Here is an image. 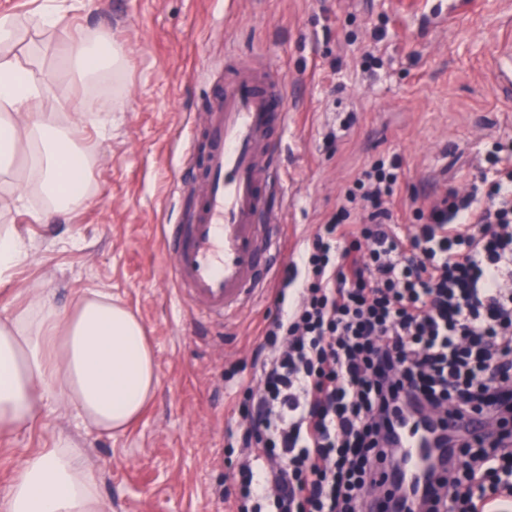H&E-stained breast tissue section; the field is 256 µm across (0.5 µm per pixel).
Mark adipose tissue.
<instances>
[{"mask_svg":"<svg viewBox=\"0 0 512 512\" xmlns=\"http://www.w3.org/2000/svg\"><path fill=\"white\" fill-rule=\"evenodd\" d=\"M71 60L80 75L98 78L121 64L101 36L76 42ZM56 98L77 115L100 112L99 98H73L46 75L0 54V173L14 159L20 136L37 141L42 188L53 202L42 219L85 199L86 155L74 130L38 115L25 131L14 118L33 98ZM157 385L156 360L141 321L110 295L76 296L58 309L45 295L31 296L26 310L0 316V433L32 428L49 404L60 402L87 429L123 433L141 415ZM0 512H109L84 452L68 437L27 454L0 496Z\"/></svg>","mask_w":512,"mask_h":512,"instance_id":"obj_1","label":"adipose tissue"}]
</instances>
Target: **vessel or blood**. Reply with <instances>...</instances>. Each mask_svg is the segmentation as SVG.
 Segmentation results:
<instances>
[{
    "instance_id": "b4317fda",
    "label": "vessel or blood",
    "mask_w": 512,
    "mask_h": 512,
    "mask_svg": "<svg viewBox=\"0 0 512 512\" xmlns=\"http://www.w3.org/2000/svg\"><path fill=\"white\" fill-rule=\"evenodd\" d=\"M212 82L172 185L190 207L164 225L163 246L180 299L200 317L227 322L264 299L283 270L288 90L242 60L227 61ZM433 454L404 430L394 468L405 481L429 486Z\"/></svg>"
}]
</instances>
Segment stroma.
I'll return each instance as SVG.
<instances>
[{"mask_svg": "<svg viewBox=\"0 0 512 512\" xmlns=\"http://www.w3.org/2000/svg\"><path fill=\"white\" fill-rule=\"evenodd\" d=\"M47 0H0L17 22L10 56L37 62L71 95L105 99L76 137L89 159L90 194L53 222L20 140L0 176V225L30 257L0 284V314L49 293L68 308L81 292L106 293L144 323L157 363L155 395L125 434L79 426L54 403L35 426L0 437V492L25 455L63 434L82 448L112 512H228L236 459L224 434L237 426L236 372L249 365L271 300L221 327L194 315L167 280L162 227L173 223L169 186L181 134L211 91L203 67L224 69L231 48L278 73L291 98L282 160L288 174V255L338 211L365 166L400 156L392 205L400 229L439 188L479 182L493 143H512V87L495 60L512 47V0H75L64 21L39 29ZM386 30L374 44L376 31ZM101 33L121 66L81 84L66 69L70 46Z\"/></svg>", "mask_w": 512, "mask_h": 512, "instance_id": "1", "label": "stroma"}]
</instances>
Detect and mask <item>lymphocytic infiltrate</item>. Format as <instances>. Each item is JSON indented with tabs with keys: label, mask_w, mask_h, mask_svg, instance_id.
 I'll list each match as a JSON object with an SVG mask.
<instances>
[{
	"label": "lymphocytic infiltrate",
	"mask_w": 512,
	"mask_h": 512,
	"mask_svg": "<svg viewBox=\"0 0 512 512\" xmlns=\"http://www.w3.org/2000/svg\"><path fill=\"white\" fill-rule=\"evenodd\" d=\"M484 194L449 190L413 231L390 204L399 158L363 168L275 290L239 382L233 512H366L367 495L415 412L486 415L459 434L405 512H486L512 499V158L487 155Z\"/></svg>",
	"instance_id": "lymphocytic-infiltrate-1"
}]
</instances>
